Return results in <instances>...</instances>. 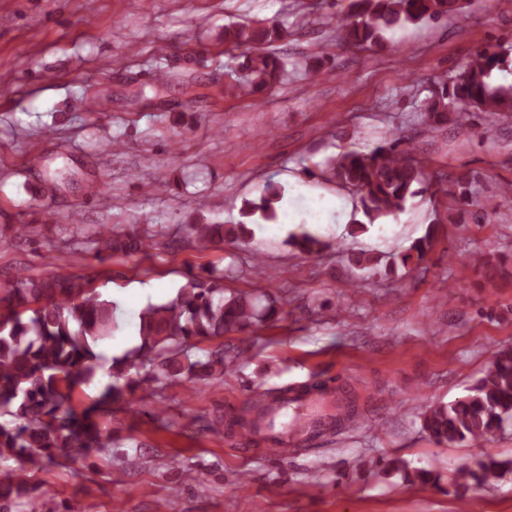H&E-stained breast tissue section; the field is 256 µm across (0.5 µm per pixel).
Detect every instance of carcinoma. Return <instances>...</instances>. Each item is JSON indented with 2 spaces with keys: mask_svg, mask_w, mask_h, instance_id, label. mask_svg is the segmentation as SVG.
<instances>
[{
  "mask_svg": "<svg viewBox=\"0 0 512 512\" xmlns=\"http://www.w3.org/2000/svg\"><path fill=\"white\" fill-rule=\"evenodd\" d=\"M470 0H350L348 14L340 25L341 39L356 48L382 45L385 33L396 27L437 21L450 15L464 17ZM286 27L278 24L224 27V42L240 51L242 73L226 90L244 95L271 89L285 72V61L270 50L272 43L285 38ZM499 56L478 50L465 76L440 85L421 107V121L432 132L448 123L465 124L476 116L503 118L512 115V88L491 89L486 78ZM327 173L337 182L354 188L360 195L364 220L352 231L365 233L381 219L403 211L409 199L430 193L468 205L498 208L499 198H474L473 179L463 175L448 185L428 181L423 166L393 137L368 153L350 150L327 164ZM281 199L278 187L269 184L257 200H246L240 208L242 220L235 224L184 225L186 240L198 250L222 244L244 245L252 231L245 219L257 214L265 219L276 215ZM99 261L122 255L147 254L155 248L154 236L137 224L123 231L101 227L90 241ZM288 245L297 252L316 257L332 248L323 237L302 229L292 234ZM433 246V234L417 239L410 252L400 258L402 266L412 260L424 262ZM354 268L368 274L386 276L397 271L396 262L378 268L377 257L362 252L351 259ZM485 284H496L502 264L492 257L482 263ZM264 286H255L258 295L226 292L224 275L204 269L189 272L175 296L167 302L148 304L139 313V343L124 355L112 359L110 381L81 412L70 408L74 392L90 385L98 373V348L116 329V305L91 287V280L58 272L49 278H32L17 271L13 279L0 284V415L11 421L0 423V459L15 457L30 469L44 459L60 454L67 458L86 456L104 448L112 438L103 436L96 424L98 413L127 400L136 392L155 398L163 382L188 378L208 383L222 375L224 368L238 361L242 352L224 355L218 347L201 358L191 353L195 344L227 333L248 334L278 319L282 308L270 298L261 304ZM324 384L269 388L258 393L227 425L231 432L249 430L265 433V439L284 445L273 427H261L273 406L288 401L292 392L307 394ZM422 427L438 444L481 446L489 436L512 420V349L499 350L469 388L468 393L448 403L427 405L420 413ZM384 469L400 475L405 485L436 486L440 475L424 467L387 460ZM512 470V460H502L486 452L456 470L454 493L464 495L471 488L488 486ZM33 488L24 472L0 470V499H19Z\"/></svg>",
  "mask_w": 512,
  "mask_h": 512,
  "instance_id": "obj_1",
  "label": "carcinoma"
}]
</instances>
